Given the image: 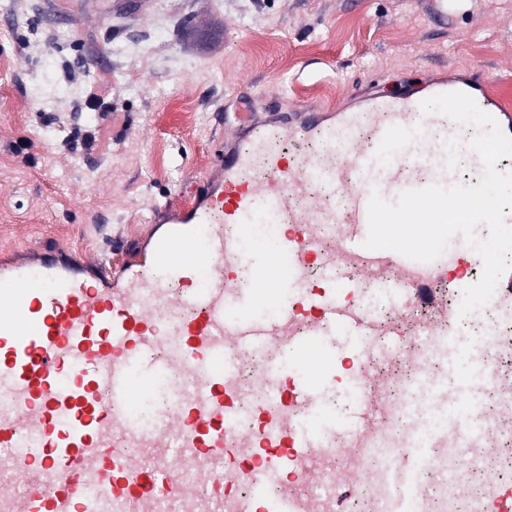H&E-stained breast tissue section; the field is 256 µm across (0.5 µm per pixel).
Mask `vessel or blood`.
I'll use <instances>...</instances> for the list:
<instances>
[{
	"label": "vessel or blood",
	"instance_id": "1",
	"mask_svg": "<svg viewBox=\"0 0 512 512\" xmlns=\"http://www.w3.org/2000/svg\"><path fill=\"white\" fill-rule=\"evenodd\" d=\"M469 95L512 137V109L488 87ZM420 97L374 96L353 111L301 112L232 125L206 179L178 208L154 243L150 261L118 266L105 258L65 260L36 251L25 264H0V448L18 449L23 493L0 487V512H156L160 498L183 512H206L194 488L177 482L172 458L146 468L131 447L181 449L203 482L246 476L251 494L238 512H320L317 504L273 496L289 467L310 459L335 426L288 420V404L319 412L317 393L336 351L330 336L355 338L350 361H362L374 315L358 280L396 305L436 308L435 283L422 262L364 248L372 192L395 200L408 189L450 186L447 158L405 151L407 142L443 126L452 140L472 136L444 116L423 114ZM369 127L368 140L353 138ZM285 223L272 249L250 251L259 223ZM248 269L250 287L237 272ZM352 291L350 304L338 295ZM270 315L257 314V307ZM429 329L446 345L455 317L436 309ZM244 351L283 346L267 379L275 409H260L244 435L247 467L210 470L231 454L236 394L225 343ZM300 376L289 380L290 369ZM180 372L190 391L170 388ZM168 397L174 412L161 429L142 428L138 401Z\"/></svg>",
	"mask_w": 512,
	"mask_h": 512
}]
</instances>
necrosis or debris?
I'll return each instance as SVG.
<instances>
[{
    "mask_svg": "<svg viewBox=\"0 0 512 512\" xmlns=\"http://www.w3.org/2000/svg\"><path fill=\"white\" fill-rule=\"evenodd\" d=\"M486 324L474 330L482 353L484 394L475 413L470 397L444 399L448 376L442 341L424 328L419 308L403 306L377 317L365 340L379 346L395 325L407 327L395 351L370 358L357 398L367 403L382 424L360 436L336 432L314 459L299 467L294 484L272 487L275 495L315 499L321 512H396L404 488L390 476L403 453L424 449L415 475L420 512H508L505 489L512 487V316L498 304L484 309ZM228 382L240 394L236 423L251 424L256 408H275L276 397L261 376L266 352H237ZM462 409V438L448 424L450 411Z\"/></svg>",
    "mask_w": 512,
    "mask_h": 512,
    "instance_id": "obj_1",
    "label": "necrosis or debris"
}]
</instances>
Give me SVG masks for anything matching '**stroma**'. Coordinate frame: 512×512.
<instances>
[{
	"mask_svg": "<svg viewBox=\"0 0 512 512\" xmlns=\"http://www.w3.org/2000/svg\"><path fill=\"white\" fill-rule=\"evenodd\" d=\"M62 2L0 0V260L126 262L243 118L420 96L434 74L512 98V0H448L441 23L433 0Z\"/></svg>",
	"mask_w": 512,
	"mask_h": 512,
	"instance_id": "1",
	"label": "stroma"
}]
</instances>
